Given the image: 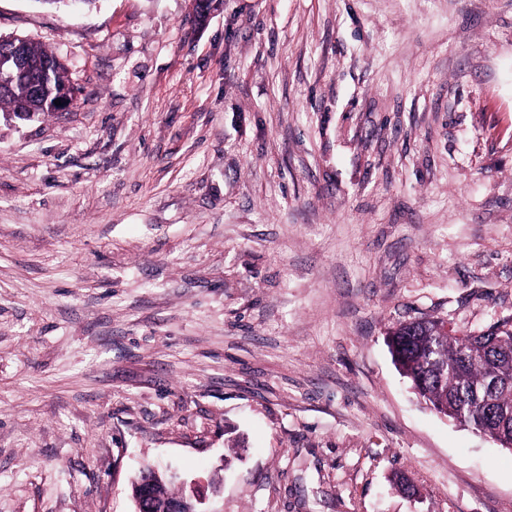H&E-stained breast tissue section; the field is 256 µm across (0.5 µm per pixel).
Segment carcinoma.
Instances as JSON below:
<instances>
[{
  "label": "carcinoma",
  "instance_id": "carcinoma-1",
  "mask_svg": "<svg viewBox=\"0 0 512 512\" xmlns=\"http://www.w3.org/2000/svg\"><path fill=\"white\" fill-rule=\"evenodd\" d=\"M53 63L41 93L30 75ZM0 66L15 79L0 91V111L20 121L49 115L55 91L70 84L68 69L48 47L22 36L0 39ZM387 344L412 392L433 409L448 408L460 425L498 442L512 439V316L479 332L442 334L431 320L401 322Z\"/></svg>",
  "mask_w": 512,
  "mask_h": 512
}]
</instances>
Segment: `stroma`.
I'll return each mask as SVG.
<instances>
[{
    "instance_id": "35a3bbf8",
    "label": "stroma",
    "mask_w": 512,
    "mask_h": 512,
    "mask_svg": "<svg viewBox=\"0 0 512 512\" xmlns=\"http://www.w3.org/2000/svg\"><path fill=\"white\" fill-rule=\"evenodd\" d=\"M76 90L0 114V512H512L385 337L512 316V0H0ZM417 486L394 488V473ZM153 468V467H152ZM155 477L147 480H135L132 484V497L135 502V512H206L201 510L199 505L206 499L205 487L207 485L197 484L192 495L180 494L170 499H156L152 494V487L157 483H163L158 470L153 468Z\"/></svg>"
}]
</instances>
